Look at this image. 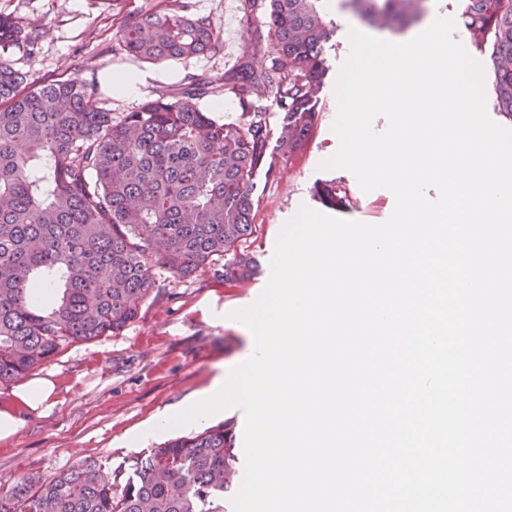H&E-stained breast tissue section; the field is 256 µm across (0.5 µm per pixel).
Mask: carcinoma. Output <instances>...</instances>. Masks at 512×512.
I'll return each instance as SVG.
<instances>
[{
    "label": "carcinoma",
    "instance_id": "1",
    "mask_svg": "<svg viewBox=\"0 0 512 512\" xmlns=\"http://www.w3.org/2000/svg\"><path fill=\"white\" fill-rule=\"evenodd\" d=\"M322 0H241L248 52L219 78L194 80L120 117L78 78L29 83L4 58L31 30L0 13V382L17 380L65 344L133 322L156 276L184 278L224 259V283L253 279L238 250L254 227L255 176L303 152L320 122L326 45L336 22ZM379 31L429 14L430 0H346ZM465 39L492 62V107L512 122V0H463ZM130 62L207 54L221 36L190 0L127 17L117 32ZM265 65L258 68L254 60ZM222 91L241 112L223 122L199 100ZM275 103L271 136L265 102ZM329 207L350 199L324 184ZM233 424L165 442L121 462L113 481L84 458L0 488V512H224L237 473Z\"/></svg>",
    "mask_w": 512,
    "mask_h": 512
}]
</instances>
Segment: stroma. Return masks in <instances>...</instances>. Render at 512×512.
Wrapping results in <instances>:
<instances>
[{"label":"stroma","instance_id":"stroma-1","mask_svg":"<svg viewBox=\"0 0 512 512\" xmlns=\"http://www.w3.org/2000/svg\"><path fill=\"white\" fill-rule=\"evenodd\" d=\"M159 3L0 0V13L17 18L36 35L34 43L13 49L8 61L31 82L76 77L99 83L103 107L116 115L135 110L160 92L177 91L195 78L222 76L235 61L227 50L164 64H129L116 54L117 31L125 15L158 8ZM193 3L195 13L209 17L221 37L245 39L247 20L240 0ZM323 6L337 29L325 52L329 72L318 95L321 121L303 153L280 163L274 176L261 172L255 179L260 204L254 232L244 248L259 260V275L227 284L210 266L183 279L161 274L156 299L142 308L134 322L114 335L65 346L37 369V376L56 384L49 408L29 409L14 397L15 383H0V410L19 413L25 420L12 440L0 441L1 486L12 485L25 473L54 475L89 456L102 462V474L108 478L122 460L180 437V430L173 429L148 444H130L131 436L147 421L195 397L221 366L235 363L246 351L251 334L230 314L251 306L264 291L278 234L300 206L323 211L313 193L316 183L333 182L351 197V206L336 211V218L379 224L390 217L395 198L389 190L366 193L349 171L319 167L338 147L331 130L337 115L334 87L350 52L348 32L361 26L344 0H323ZM126 70L144 77L140 94L122 96L103 84L104 74Z\"/></svg>","mask_w":512,"mask_h":512}]
</instances>
